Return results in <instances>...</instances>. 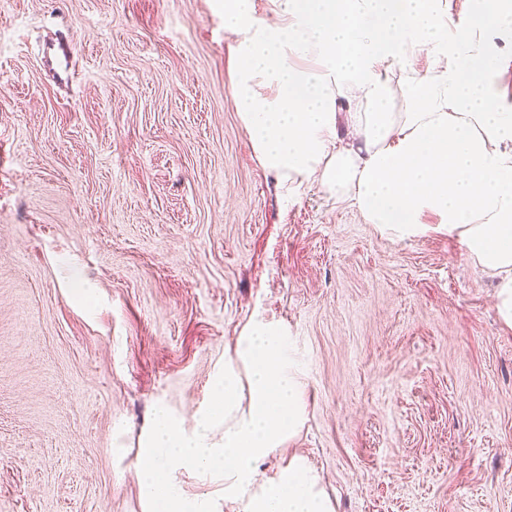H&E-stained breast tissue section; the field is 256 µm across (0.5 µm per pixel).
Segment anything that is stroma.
Returning a JSON list of instances; mask_svg holds the SVG:
<instances>
[{"mask_svg":"<svg viewBox=\"0 0 512 512\" xmlns=\"http://www.w3.org/2000/svg\"><path fill=\"white\" fill-rule=\"evenodd\" d=\"M75 34L70 85L37 59ZM512 111V29L489 28ZM217 0H0V512H155L141 442L210 411L256 321L305 419L258 464L315 467L334 512H512V328L434 231L381 235L249 146ZM209 512L224 473L176 469Z\"/></svg>","mask_w":512,"mask_h":512,"instance_id":"stroma-1","label":"stroma"}]
</instances>
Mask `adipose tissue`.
<instances>
[{"mask_svg": "<svg viewBox=\"0 0 512 512\" xmlns=\"http://www.w3.org/2000/svg\"><path fill=\"white\" fill-rule=\"evenodd\" d=\"M269 2L266 22L255 0H222L235 37L230 86L258 160L288 193L318 183L390 238H456L496 278V308L512 326V112L494 100L496 58L477 40L489 27L511 30L512 6L476 0L452 39L443 0ZM422 55L432 65L413 73L409 105L394 111L388 73ZM344 100L359 106L340 112ZM428 214L437 224L425 223ZM302 388L286 336L251 325L193 432L159 414L142 450L146 495L161 512H208L170 482L174 468L195 465L223 470L224 496L243 512H333L303 457L276 477L256 476V462L301 419Z\"/></svg>", "mask_w": 512, "mask_h": 512, "instance_id": "obj_1", "label": "adipose tissue"}]
</instances>
